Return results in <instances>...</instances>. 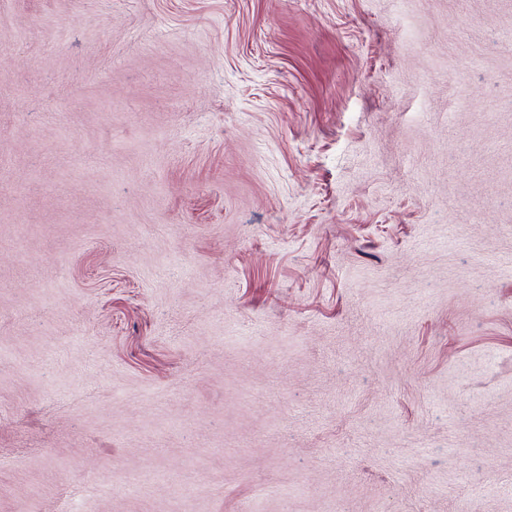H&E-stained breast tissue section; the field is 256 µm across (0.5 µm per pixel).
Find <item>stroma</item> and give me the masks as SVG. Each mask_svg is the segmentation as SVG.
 Returning a JSON list of instances; mask_svg holds the SVG:
<instances>
[{
  "label": "stroma",
  "mask_w": 512,
  "mask_h": 512,
  "mask_svg": "<svg viewBox=\"0 0 512 512\" xmlns=\"http://www.w3.org/2000/svg\"><path fill=\"white\" fill-rule=\"evenodd\" d=\"M508 34L0 0V512H512Z\"/></svg>",
  "instance_id": "1"
}]
</instances>
